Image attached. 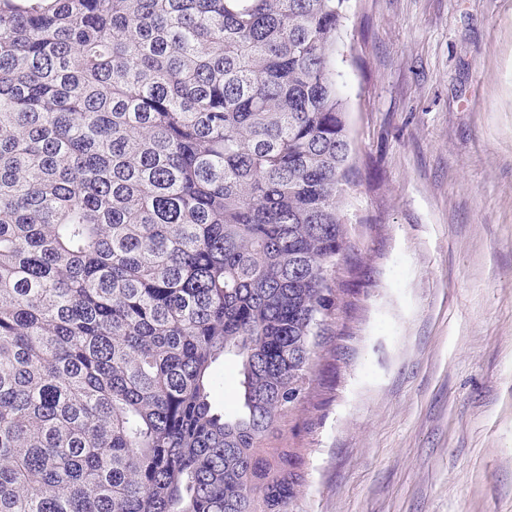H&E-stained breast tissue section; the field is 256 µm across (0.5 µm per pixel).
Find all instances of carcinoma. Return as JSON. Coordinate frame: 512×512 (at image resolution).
<instances>
[{"instance_id":"carcinoma-1","label":"carcinoma","mask_w":512,"mask_h":512,"mask_svg":"<svg viewBox=\"0 0 512 512\" xmlns=\"http://www.w3.org/2000/svg\"><path fill=\"white\" fill-rule=\"evenodd\" d=\"M349 2L0 0V512H292ZM219 370L224 377V386L218 392L217 400L224 405L226 412L231 413L238 408L240 400L238 368L235 362L226 358Z\"/></svg>"}]
</instances>
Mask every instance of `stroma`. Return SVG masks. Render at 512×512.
Returning <instances> with one entry per match:
<instances>
[{
  "label": "stroma",
  "instance_id": "35a3bbf8",
  "mask_svg": "<svg viewBox=\"0 0 512 512\" xmlns=\"http://www.w3.org/2000/svg\"><path fill=\"white\" fill-rule=\"evenodd\" d=\"M348 303L275 447L293 512H512V0H351Z\"/></svg>",
  "mask_w": 512,
  "mask_h": 512
}]
</instances>
